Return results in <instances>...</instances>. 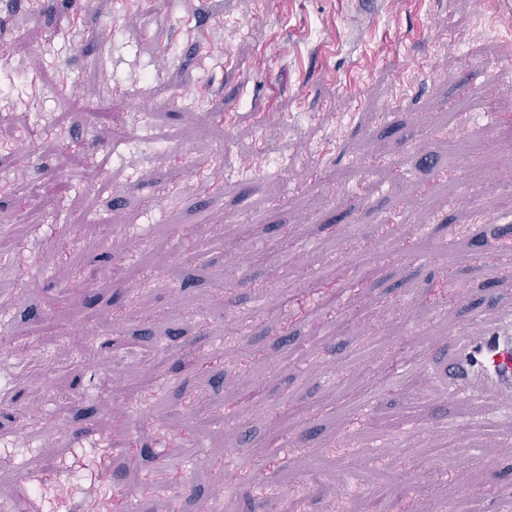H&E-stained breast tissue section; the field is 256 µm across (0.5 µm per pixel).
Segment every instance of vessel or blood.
<instances>
[{
  "label": "vessel or blood",
  "mask_w": 512,
  "mask_h": 512,
  "mask_svg": "<svg viewBox=\"0 0 512 512\" xmlns=\"http://www.w3.org/2000/svg\"><path fill=\"white\" fill-rule=\"evenodd\" d=\"M471 327L449 337L437 375L449 400H492L512 412V314L479 319L469 310Z\"/></svg>",
  "instance_id": "1"
}]
</instances>
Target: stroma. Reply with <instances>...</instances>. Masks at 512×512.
Masks as SVG:
<instances>
[{
  "mask_svg": "<svg viewBox=\"0 0 512 512\" xmlns=\"http://www.w3.org/2000/svg\"><path fill=\"white\" fill-rule=\"evenodd\" d=\"M47 2L0 0V334L16 342L0 358V512H360L386 482L391 512L460 496L503 512L512 414L491 417L489 444L426 366L465 308L512 312V275L473 256L512 224L506 0L368 15L351 0H165L162 23L142 0H93L68 31ZM64 83L111 124L61 103ZM176 219L199 225L197 248ZM442 241L453 267L432 253ZM247 273L256 287L228 299ZM305 276L324 289L302 320ZM447 284L461 298L433 311L426 294ZM116 292L131 301L118 322ZM32 310L62 334L32 336ZM397 343L419 392L392 378L342 440L344 406ZM194 398L213 414L193 417ZM405 405L458 426L374 427Z\"/></svg>",
  "mask_w": 512,
  "mask_h": 512,
  "instance_id": "1",
  "label": "stroma"
}]
</instances>
